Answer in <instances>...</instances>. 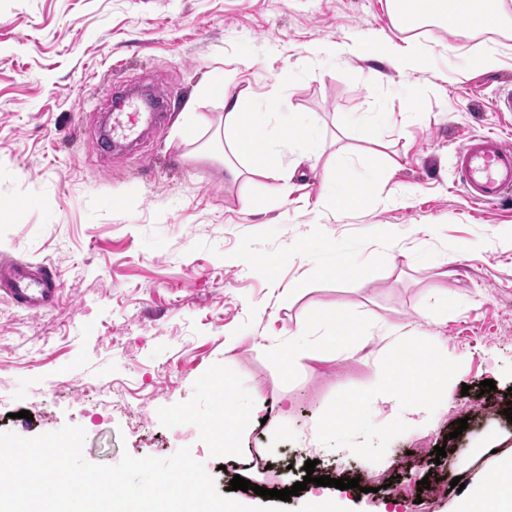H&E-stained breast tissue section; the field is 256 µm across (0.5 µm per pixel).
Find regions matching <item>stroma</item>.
I'll use <instances>...</instances> for the list:
<instances>
[{"label": "stroma", "mask_w": 512, "mask_h": 512, "mask_svg": "<svg viewBox=\"0 0 512 512\" xmlns=\"http://www.w3.org/2000/svg\"><path fill=\"white\" fill-rule=\"evenodd\" d=\"M387 0H0V260L52 265L57 308L34 314L0 297V431L30 438L78 426L85 458L113 465L122 453L167 458L189 448L216 483L246 506L270 505L229 491L233 477L272 489L298 480L306 461L336 479L387 461L371 492L348 493L350 512H380L387 484L426 475L446 490L422 512H448L454 477L492 461L482 440L512 434L503 410L512 388V198L470 202L454 173L469 136L512 143V114L492 100L512 88V61L495 71L448 69L455 55L512 47L499 34L419 32L443 61L401 73L381 60L317 54L326 42L410 38ZM233 70L240 87L273 112H308L324 144L372 162L404 203L372 195L356 212L318 204L336 172L325 158L301 166L290 195L275 181L224 179L214 135L223 98L210 78ZM291 80L277 85L282 74ZM163 90L170 110L134 160L93 151L98 112L126 84ZM419 104L406 111L405 97ZM208 123L178 134L192 113ZM390 113L389 122L372 116ZM365 116L362 126L349 114ZM276 261L277 281L234 258ZM366 266L339 279L343 258ZM340 307L363 319L351 357L323 340L315 321ZM401 325L385 337L380 323ZM312 330L292 371L277 357L289 330ZM436 336L463 358L437 423L420 402L375 401L385 366L412 340ZM233 380L261 417L237 426L235 449H217L224 398L212 376ZM496 389L482 393L480 383ZM125 402L103 407L113 389ZM363 397L373 436L329 412ZM29 418H21V411ZM467 419L462 435L453 423ZM447 455L434 459L435 446ZM415 451L410 469L395 461Z\"/></svg>", "instance_id": "stroma-1"}]
</instances>
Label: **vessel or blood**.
Here are the masks:
<instances>
[{
    "mask_svg": "<svg viewBox=\"0 0 512 512\" xmlns=\"http://www.w3.org/2000/svg\"><path fill=\"white\" fill-rule=\"evenodd\" d=\"M167 109L164 95L145 96L138 107L129 101L114 104L102 130L92 142L97 151L136 140L144 126L160 119ZM455 175L466 195L479 204H495L512 195V144L499 137L473 135L454 154ZM61 285L56 272L45 264L9 262L0 265V292L31 313L58 305Z\"/></svg>",
    "mask_w": 512,
    "mask_h": 512,
    "instance_id": "1",
    "label": "vessel or blood"
}]
</instances>
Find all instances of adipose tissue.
<instances>
[{
	"label": "adipose tissue",
	"instance_id": "1",
	"mask_svg": "<svg viewBox=\"0 0 512 512\" xmlns=\"http://www.w3.org/2000/svg\"><path fill=\"white\" fill-rule=\"evenodd\" d=\"M393 17L399 24L435 22L469 34L499 33L512 30V0H388ZM354 54L383 60L398 71L429 68L434 55L420 42L408 40L404 45L378 41L355 44ZM235 75L227 71L212 78L209 93L224 96V176L235 181L251 173L278 181L283 194H290L297 167L277 162L284 148L310 155L318 149L312 116L306 112H268L264 101H249L248 92L236 89ZM336 169V181L324 186L319 205L340 213L356 211L365 205L374 185L371 166L356 169L351 155L339 152L329 157ZM447 359L440 343L432 337L419 338L410 353L393 365L379 379L384 401L400 402L407 397L423 403L425 421H433L445 399ZM449 512H512V450L499 455L492 475L481 479L478 491H465L455 497Z\"/></svg>",
	"mask_w": 512,
	"mask_h": 512
}]
</instances>
